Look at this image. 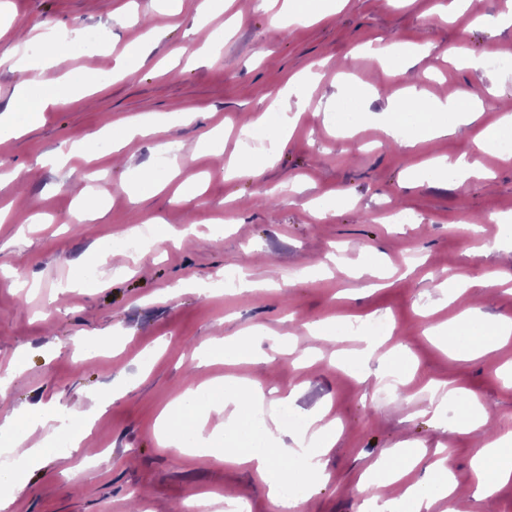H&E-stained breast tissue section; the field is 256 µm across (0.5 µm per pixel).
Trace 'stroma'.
<instances>
[{"instance_id":"obj_1","label":"stroma","mask_w":512,"mask_h":512,"mask_svg":"<svg viewBox=\"0 0 512 512\" xmlns=\"http://www.w3.org/2000/svg\"><path fill=\"white\" fill-rule=\"evenodd\" d=\"M19 26H50L67 33L99 30L108 48L127 54V76L103 77L92 94L49 107L41 125L0 140V204L38 224L0 223V369L24 352V371L0 392V422L51 402L59 410H93L128 383L96 421L89 442L96 456L57 449L29 478L10 512H224V495L244 489L250 512H275L264 482L245 467L216 456L175 457L160 442V410L191 384L260 380L268 403L293 392L305 418L324 414L342 431L326 456L327 477L303 512H358L355 487L391 448L448 449L462 498H469L470 462L487 439L483 431L449 432L461 409L448 402L441 417L429 408L430 382L475 393L512 431V383L499 367L512 364V343L484 356H453L436 336L461 309L442 288L477 275L499 279L473 296L484 319H512V233L500 217L512 215V159L475 147L500 119V96H512V66L481 70L450 61L451 46L482 59L512 52V25L486 20L512 15V0H472L450 21L438 15L448 0H347L315 23L272 24L266 0H222L200 10V0H5ZM201 28L198 52L188 57L185 34ZM153 42L147 63L134 46L145 31ZM380 44L428 46L405 69L382 72L371 53ZM318 75L306 85L304 107L282 101L296 127L273 165L257 177L220 176L223 163L266 152L243 132L296 74ZM365 88L353 140L340 138L346 104L343 85ZM467 87L481 110L447 137L413 147L383 142L371 117L413 92L450 95ZM141 112L166 114L182 147L171 168L158 136L113 150L99 130ZM224 133L223 154L199 146L206 130ZM92 144L88 158L56 161L66 143ZM439 153L466 156L489 172L486 180L451 184L421 171ZM153 173L161 190L136 203L129 189ZM197 186L190 201L180 185ZM102 193V207L76 222V193ZM275 202L260 204V197ZM409 213L393 223L396 210ZM479 217L477 236L456 233ZM186 231L182 241L149 239L113 272L101 253L121 246L131 226L146 220ZM236 269L262 282L294 274L287 288L259 294L225 293L220 279ZM95 270L87 281V270ZM176 298H168L173 286ZM387 319L374 358L350 334L333 342L311 336L307 325H354ZM101 347L81 344L87 333ZM240 343L238 362L201 364L205 343ZM401 353L413 364L400 383L365 379L382 359Z\"/></svg>"}]
</instances>
